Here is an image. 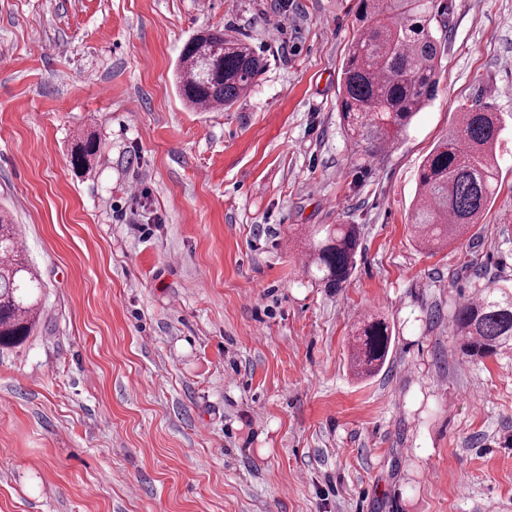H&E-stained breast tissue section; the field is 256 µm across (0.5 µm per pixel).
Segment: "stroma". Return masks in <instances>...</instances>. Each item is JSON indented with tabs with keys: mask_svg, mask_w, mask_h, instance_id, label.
<instances>
[{
	"mask_svg": "<svg viewBox=\"0 0 512 512\" xmlns=\"http://www.w3.org/2000/svg\"><path fill=\"white\" fill-rule=\"evenodd\" d=\"M355 5L0 0V212L44 284L0 352V512H512V349L465 357L451 322L512 283V0H448L434 98L369 152L339 106ZM212 26L267 65L203 111L174 75ZM464 105L502 116L496 197L425 251L418 166ZM323 224L362 232L336 292L303 272ZM367 314L393 345L360 379ZM100 142L93 137L79 140L71 153V165L77 171L89 168L90 162L99 156Z\"/></svg>",
	"mask_w": 512,
	"mask_h": 512,
	"instance_id": "obj_1",
	"label": "stroma"
}]
</instances>
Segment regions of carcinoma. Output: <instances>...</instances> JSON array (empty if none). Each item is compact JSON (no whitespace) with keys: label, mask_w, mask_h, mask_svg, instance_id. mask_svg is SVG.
Returning <instances> with one entry per match:
<instances>
[{"label":"carcinoma","mask_w":512,"mask_h":512,"mask_svg":"<svg viewBox=\"0 0 512 512\" xmlns=\"http://www.w3.org/2000/svg\"><path fill=\"white\" fill-rule=\"evenodd\" d=\"M447 6L438 0H358L360 23L341 68V112L357 146L390 144L434 96L439 82ZM265 68L264 58L242 37L224 38L210 28L189 39L177 65V86L192 107H231L247 94ZM499 113L463 107L456 126L422 161L410 223L424 250L458 242L490 210L499 178L494 145ZM100 142L78 141L71 165L81 171L99 156ZM361 252L357 224L324 225L310 235L306 273L338 289L352 276ZM41 280L28 264L16 225L0 218V348L31 336L40 316ZM459 350L489 357L512 346V288L486 286L452 315ZM392 344L388 323L357 322L351 367L372 376L385 364Z\"/></svg>","instance_id":"obj_1"}]
</instances>
